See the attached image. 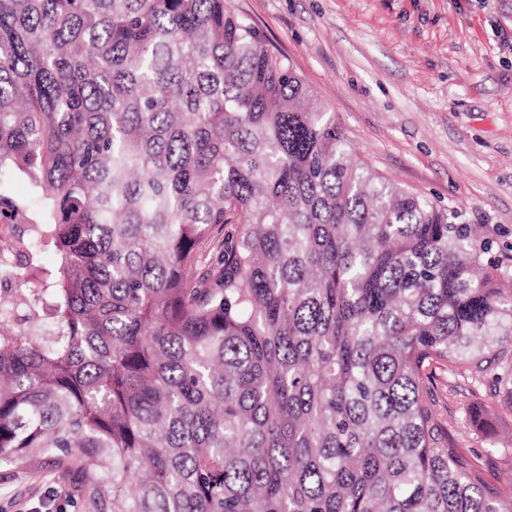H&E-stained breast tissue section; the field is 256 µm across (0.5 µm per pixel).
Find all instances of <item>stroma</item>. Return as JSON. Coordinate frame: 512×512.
Masks as SVG:
<instances>
[{
  "label": "stroma",
  "instance_id": "obj_1",
  "mask_svg": "<svg viewBox=\"0 0 512 512\" xmlns=\"http://www.w3.org/2000/svg\"><path fill=\"white\" fill-rule=\"evenodd\" d=\"M288 56L357 154L498 238L512 271V0H226ZM437 399L488 478L512 483V409ZM0 512H97L77 462L0 465Z\"/></svg>",
  "mask_w": 512,
  "mask_h": 512
}]
</instances>
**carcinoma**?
Returning <instances> with one entry per match:
<instances>
[{
	"mask_svg": "<svg viewBox=\"0 0 512 512\" xmlns=\"http://www.w3.org/2000/svg\"><path fill=\"white\" fill-rule=\"evenodd\" d=\"M1 211L0 464L84 458L111 512H512L435 390L512 407V274L224 0H0Z\"/></svg>",
	"mask_w": 512,
	"mask_h": 512,
	"instance_id": "1",
	"label": "carcinoma"
}]
</instances>
